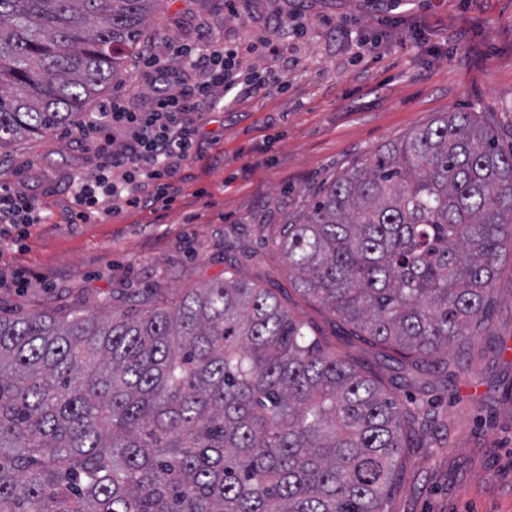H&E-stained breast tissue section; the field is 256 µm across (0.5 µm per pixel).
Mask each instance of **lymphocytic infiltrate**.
<instances>
[{"instance_id": "1", "label": "lymphocytic infiltrate", "mask_w": 512, "mask_h": 512, "mask_svg": "<svg viewBox=\"0 0 512 512\" xmlns=\"http://www.w3.org/2000/svg\"><path fill=\"white\" fill-rule=\"evenodd\" d=\"M239 57L238 48L224 45L206 26L192 48L149 49L145 67L151 99L142 107L101 106L125 137L113 142L93 178L73 182L74 220H100L121 207L137 206L148 191L155 200H168L173 174L193 154L194 115L215 111L229 91L253 95L281 85L279 78L258 73L240 77Z\"/></svg>"}]
</instances>
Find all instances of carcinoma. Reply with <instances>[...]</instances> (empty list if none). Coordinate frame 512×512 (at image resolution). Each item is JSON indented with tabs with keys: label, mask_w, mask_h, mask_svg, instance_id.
Instances as JSON below:
<instances>
[{
	"label": "carcinoma",
	"mask_w": 512,
	"mask_h": 512,
	"mask_svg": "<svg viewBox=\"0 0 512 512\" xmlns=\"http://www.w3.org/2000/svg\"><path fill=\"white\" fill-rule=\"evenodd\" d=\"M160 0H0V152L61 128ZM304 298L411 361L487 320L512 150L442 112L324 184L274 240ZM129 315L0 316V512H387L428 430L230 274Z\"/></svg>",
	"instance_id": "cac0c4a2"
}]
</instances>
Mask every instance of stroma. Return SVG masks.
Returning a JSON list of instances; mask_svg holds the SVG:
<instances>
[{
  "mask_svg": "<svg viewBox=\"0 0 512 512\" xmlns=\"http://www.w3.org/2000/svg\"><path fill=\"white\" fill-rule=\"evenodd\" d=\"M275 14L289 33L271 52L262 39ZM387 14L400 23L379 57L356 60L351 35L371 34ZM342 20L350 35L336 33ZM203 22L225 44L252 47L243 74L272 68L284 88L226 95L223 111L199 115L173 201L102 221L71 220V179L99 167L77 127L11 146L0 178L45 219L0 226V315L127 310L131 293L198 288L235 264L402 402L431 407L432 430L406 449L388 512H512V256L499 265L488 320L432 367L349 335L295 292L269 246L323 183L439 113H480L512 147V0H161L144 34L191 45ZM417 23L425 29L415 50L407 41Z\"/></svg>",
  "mask_w": 512,
  "mask_h": 512,
  "instance_id": "stroma-1",
  "label": "stroma"
}]
</instances>
